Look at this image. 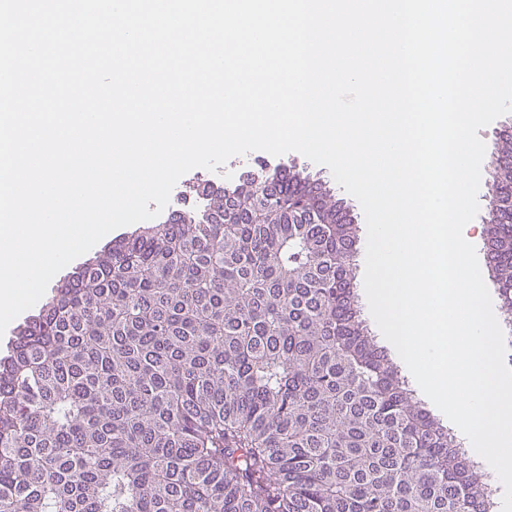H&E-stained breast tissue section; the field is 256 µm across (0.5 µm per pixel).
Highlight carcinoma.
I'll return each mask as SVG.
<instances>
[{"label":"carcinoma","instance_id":"carcinoma-1","mask_svg":"<svg viewBox=\"0 0 512 512\" xmlns=\"http://www.w3.org/2000/svg\"><path fill=\"white\" fill-rule=\"evenodd\" d=\"M488 179L512 183V133ZM112 243L0 358V512H488L355 304L357 225L292 165ZM512 317V209L487 229Z\"/></svg>","mask_w":512,"mask_h":512}]
</instances>
